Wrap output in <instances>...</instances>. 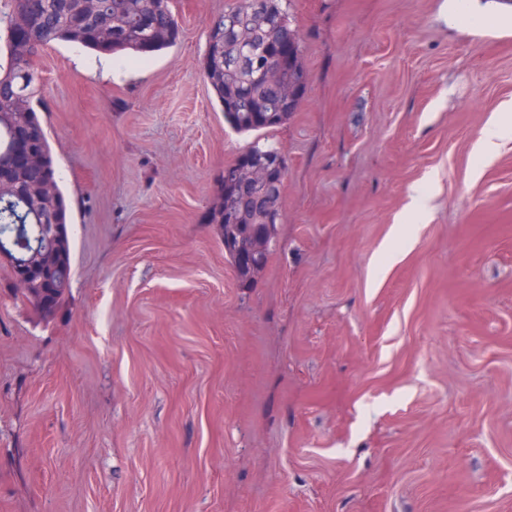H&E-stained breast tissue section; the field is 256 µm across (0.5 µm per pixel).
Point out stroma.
I'll return each mask as SVG.
<instances>
[{"instance_id": "stroma-1", "label": "stroma", "mask_w": 512, "mask_h": 512, "mask_svg": "<svg viewBox=\"0 0 512 512\" xmlns=\"http://www.w3.org/2000/svg\"><path fill=\"white\" fill-rule=\"evenodd\" d=\"M237 2L118 72L33 60L72 277L47 318L0 261V512H512V139L476 151L512 7L281 0L309 81L256 134L202 70ZM257 139L288 175L243 287L208 216ZM275 224L276 222L273 223V226L270 227L267 231L266 249L265 254H263L262 256V260L255 261V265L251 268L248 267L246 264L243 268H236L237 277L239 281L242 283V285H250L254 281L257 274L264 268L265 264L267 263L270 253V247L275 235Z\"/></svg>"}]
</instances>
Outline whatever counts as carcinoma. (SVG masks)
<instances>
[{"mask_svg":"<svg viewBox=\"0 0 512 512\" xmlns=\"http://www.w3.org/2000/svg\"><path fill=\"white\" fill-rule=\"evenodd\" d=\"M8 47L6 65L0 64V159L11 160L8 198H0V241L25 224H69V211L61 190L50 144L33 101L39 76L32 62L52 43L68 42L96 52L136 57L175 45L180 24L171 0H12V10L0 18ZM204 76L224 112L225 120L240 133L277 127L297 111L307 85L297 34L288 25L279 0H239V4L212 19L203 60ZM279 149L254 142L237 157L248 162ZM247 193L222 192L210 212V222L226 224L224 214L234 213L235 223L263 220ZM275 227L266 236L262 259L253 267L237 269L244 285L251 284L267 263ZM58 268L36 267L31 277H51V295L37 306L44 317L64 303L71 282V240L64 235Z\"/></svg>","mask_w":512,"mask_h":512,"instance_id":"carcinoma-1","label":"carcinoma"}]
</instances>
